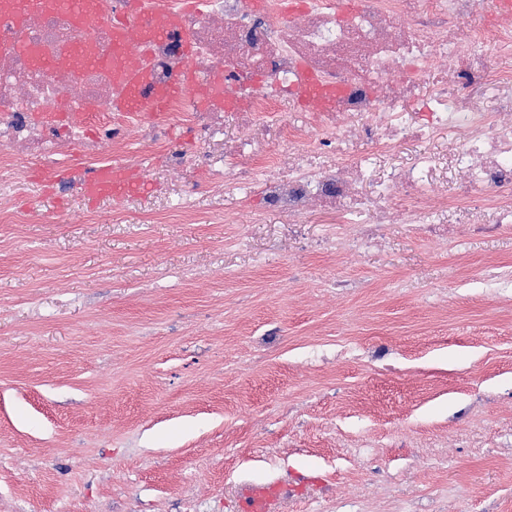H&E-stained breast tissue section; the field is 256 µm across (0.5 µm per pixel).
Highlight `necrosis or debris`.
Returning <instances> with one entry per match:
<instances>
[{
	"instance_id": "4bbe7bcc",
	"label": "necrosis or debris",
	"mask_w": 512,
	"mask_h": 512,
	"mask_svg": "<svg viewBox=\"0 0 512 512\" xmlns=\"http://www.w3.org/2000/svg\"><path fill=\"white\" fill-rule=\"evenodd\" d=\"M178 17L150 61L155 83H166L191 42L204 74L224 73L235 103L223 98L170 101L163 125L113 120L108 68L48 67L11 50L21 41L56 56L112 44V0H96L97 14L81 28L65 12L33 15L20 28L0 23V188L24 164L74 158L100 163L130 135L162 142L170 170L194 164L241 200L263 198L268 210L296 227L313 214L349 228L335 244L356 255L387 224H409L445 235L456 211L482 213L475 233L512 232V75L497 71L493 54L512 50V13L481 12L478 0H208L204 10L159 0ZM336 87L329 107L295 99L304 125L280 123L278 99L293 96L305 77ZM498 93L485 111L482 91ZM73 99L78 111H61ZM239 131L224 139V118ZM189 120L192 146L165 137L166 127ZM454 131L449 155L416 154L403 166L386 163L396 148L426 145ZM456 186L451 203L432 198L441 172Z\"/></svg>"
}]
</instances>
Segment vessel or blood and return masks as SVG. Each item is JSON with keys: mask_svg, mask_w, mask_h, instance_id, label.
Returning a JSON list of instances; mask_svg holds the SVG:
<instances>
[{"mask_svg": "<svg viewBox=\"0 0 512 512\" xmlns=\"http://www.w3.org/2000/svg\"><path fill=\"white\" fill-rule=\"evenodd\" d=\"M50 10L68 12L80 23L95 14L91 0H0V18L15 24L23 23L34 13ZM175 24V15L148 9L147 0H119L118 9L112 14L111 51L82 55L78 61L88 67H111L113 82L119 89L114 108L147 119L157 118L172 98L207 85L188 56L173 80L163 85L152 82L146 61L156 41L170 34ZM297 93L322 107L329 106L336 97L334 87L313 79L303 81ZM79 188L85 200L95 202L139 195L146 190L147 182L140 171L109 164L87 172L80 179ZM321 484L319 476L307 472L294 473L288 482L274 479L252 483L241 489L237 512H278L282 498H304Z\"/></svg>", "mask_w": 512, "mask_h": 512, "instance_id": "obj_1", "label": "vessel or blood"}]
</instances>
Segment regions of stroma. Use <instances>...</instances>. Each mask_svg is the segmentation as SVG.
Here are the masks:
<instances>
[{
    "label": "stroma",
    "mask_w": 512,
    "mask_h": 512,
    "mask_svg": "<svg viewBox=\"0 0 512 512\" xmlns=\"http://www.w3.org/2000/svg\"><path fill=\"white\" fill-rule=\"evenodd\" d=\"M120 151L148 192L54 164L0 194V512H236L294 470L326 484L279 512H512V236L353 258ZM188 190L210 215L162 212ZM81 195L88 202L103 198L125 199L143 193L147 181L142 173L122 165L93 168L79 180Z\"/></svg>",
    "instance_id": "obj_1"
}]
</instances>
